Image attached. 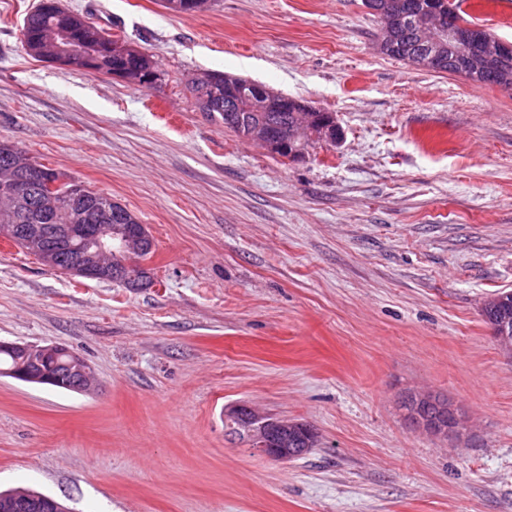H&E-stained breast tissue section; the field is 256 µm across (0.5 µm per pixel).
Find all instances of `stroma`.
<instances>
[{
    "label": "stroma",
    "instance_id": "35a3bbf8",
    "mask_svg": "<svg viewBox=\"0 0 512 512\" xmlns=\"http://www.w3.org/2000/svg\"><path fill=\"white\" fill-rule=\"evenodd\" d=\"M38 0H0V137L111 194L155 242L142 285L0 241V341L61 345L98 386L0 375V491L70 512H512V357L481 316L512 291V91L381 54L362 0H61L152 55V89L37 60ZM466 19L512 42V0ZM223 71L332 113L338 144L273 157L207 120ZM429 388L461 442L399 407ZM244 404L314 425L304 458L229 435Z\"/></svg>",
    "mask_w": 512,
    "mask_h": 512
}]
</instances>
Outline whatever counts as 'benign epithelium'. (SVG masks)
I'll return each mask as SVG.
<instances>
[{
  "label": "benign epithelium",
  "mask_w": 512,
  "mask_h": 512,
  "mask_svg": "<svg viewBox=\"0 0 512 512\" xmlns=\"http://www.w3.org/2000/svg\"><path fill=\"white\" fill-rule=\"evenodd\" d=\"M365 8L373 14L387 11L411 23L424 35L418 60L419 66L425 69L438 66L449 44L457 46L472 72L493 71L512 57L511 43L476 26L454 28L438 7L431 5L419 10L404 0H391L384 6L379 0H366ZM142 56L141 51L123 39L103 36L96 42H88L71 30L54 29L52 59L67 68L95 72L104 60L123 58L129 64L112 77L131 87H151L158 81V73L142 65ZM239 88L240 97L249 100L255 109L271 103L277 96L276 92L251 81L239 83ZM318 137L330 144L342 139V130L334 117H329ZM249 138L273 153L289 147V157L293 160L303 158L307 152L292 139L282 142L275 128L264 123L251 126ZM9 173V179L0 183V195L10 200V222L0 224V237L13 239L19 248L36 255L44 266L55 270L59 269L61 257L53 241L62 240L76 252L69 272L86 280L132 283L145 273L134 256L152 246L153 240L144 224H118L120 217L112 213L111 198L92 196L78 185L60 192L59 182L42 170L31 168L19 155L11 161ZM62 199L70 203L71 222L54 227L53 216ZM116 242L126 260L118 265L103 263L102 257L112 254ZM10 347L18 350L23 360L1 370V376L73 392L83 391L84 380L92 376L90 366L64 347L19 343ZM60 355L68 356L67 361L60 363L61 369L52 372L44 368L49 357ZM402 404L415 428L442 438L462 435L464 420L442 395L431 390H415ZM225 414L235 416L239 432L253 447L275 461L287 462L317 447L320 441L317 430L307 423L260 413L248 406H230Z\"/></svg>",
  "instance_id": "obj_1"
}]
</instances>
